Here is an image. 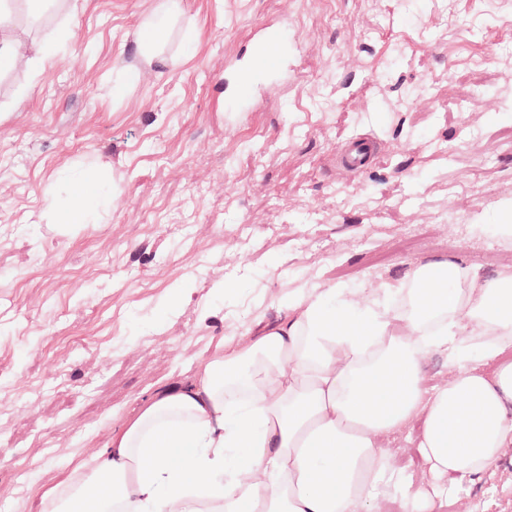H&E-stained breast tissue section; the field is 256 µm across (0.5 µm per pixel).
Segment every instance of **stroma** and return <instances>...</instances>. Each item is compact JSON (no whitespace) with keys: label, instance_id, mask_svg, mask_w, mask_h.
Instances as JSON below:
<instances>
[{"label":"stroma","instance_id":"stroma-1","mask_svg":"<svg viewBox=\"0 0 512 512\" xmlns=\"http://www.w3.org/2000/svg\"><path fill=\"white\" fill-rule=\"evenodd\" d=\"M158 3L46 5L18 29L28 55L63 24L69 43L0 75V512H39L71 458L221 340L277 325L297 289L366 297L444 257L512 273L475 254L512 249V0H182L156 65L136 40ZM268 24L283 66L239 91ZM357 138L375 156L347 175ZM76 164L124 192L99 223H50ZM417 430L383 447L426 485ZM447 512H512V447Z\"/></svg>","mask_w":512,"mask_h":512}]
</instances>
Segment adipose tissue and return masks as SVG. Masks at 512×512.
<instances>
[{
  "label": "adipose tissue",
  "instance_id": "obj_1",
  "mask_svg": "<svg viewBox=\"0 0 512 512\" xmlns=\"http://www.w3.org/2000/svg\"><path fill=\"white\" fill-rule=\"evenodd\" d=\"M16 19L0 0V73L24 62ZM57 224H86L114 179L65 168ZM289 319L243 348L216 347L185 386L157 390L106 446L70 463L40 512H363L386 488L400 512H444L380 447L418 419L417 448L435 477L492 469L512 446V275L478 282L440 258L398 288L357 300L348 288L289 295ZM472 325L459 333L460 318ZM448 351L453 376L422 386V359ZM498 360L493 377L476 364Z\"/></svg>",
  "mask_w": 512,
  "mask_h": 512
}]
</instances>
